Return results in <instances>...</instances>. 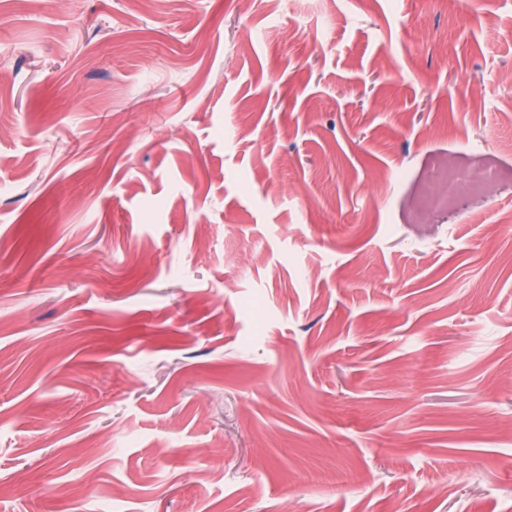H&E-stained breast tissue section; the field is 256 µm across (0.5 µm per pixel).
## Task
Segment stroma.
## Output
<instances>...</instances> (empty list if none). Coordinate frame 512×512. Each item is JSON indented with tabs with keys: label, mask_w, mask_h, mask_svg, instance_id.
<instances>
[{
	"label": "stroma",
	"mask_w": 512,
	"mask_h": 512,
	"mask_svg": "<svg viewBox=\"0 0 512 512\" xmlns=\"http://www.w3.org/2000/svg\"><path fill=\"white\" fill-rule=\"evenodd\" d=\"M0 512H512V0H0ZM441 179L444 185V192L439 200L446 206H456L462 193V184L458 173L448 170L447 167L442 171Z\"/></svg>",
	"instance_id": "stroma-1"
}]
</instances>
